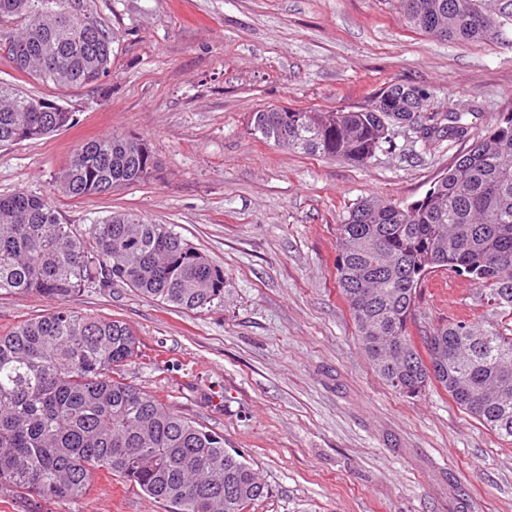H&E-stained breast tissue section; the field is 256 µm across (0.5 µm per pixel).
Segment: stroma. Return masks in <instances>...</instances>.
Returning <instances> with one entry per match:
<instances>
[{"label":"stroma","instance_id":"obj_1","mask_svg":"<svg viewBox=\"0 0 512 512\" xmlns=\"http://www.w3.org/2000/svg\"><path fill=\"white\" fill-rule=\"evenodd\" d=\"M114 38L101 97L60 91L77 122L0 148V195L53 194L77 145L118 133L150 145L157 167L107 195L54 196L78 227L114 211L174 231L223 265L224 299L189 312L129 288L87 289L68 306L119 318L141 340L128 382L222 433L269 485L252 512H512V446L446 393L397 394L372 369L334 269L336 226L360 199L410 203L463 150L428 149L401 129L363 166L302 156L252 132L269 106L364 105L394 83L426 87L433 112H466L473 136L512 112V25L485 41H444L393 0H93ZM50 301L0 295V331ZM478 289L440 274L415 327L483 318ZM48 512H165L98 476Z\"/></svg>","mask_w":512,"mask_h":512}]
</instances>
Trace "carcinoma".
I'll return each mask as SVG.
<instances>
[{"label":"carcinoma","instance_id":"obj_1","mask_svg":"<svg viewBox=\"0 0 512 512\" xmlns=\"http://www.w3.org/2000/svg\"><path fill=\"white\" fill-rule=\"evenodd\" d=\"M425 34L477 42L512 21V0H396ZM0 51L16 70L56 90L103 89L112 33L91 0H0ZM429 89L392 83L353 109L275 107L252 131L293 153L363 166L395 146L398 129L436 147L470 139L464 112H430ZM57 97H30L0 82V146L72 125ZM156 168L142 139L110 134L78 145L54 178L55 194L105 195ZM334 267L359 344L374 371L413 398L440 387L484 428L512 444V113L457 156L425 197H367L337 225ZM467 277L499 318L454 320L412 332L423 284ZM224 266L166 224L114 212L80 232L51 197L0 195V294H30L50 312L0 333V491L32 504L64 502L107 471L168 512H250L268 485L224 435L167 408L125 381L140 339L124 321L67 307L88 288L126 286L163 304L204 310L224 300Z\"/></svg>","mask_w":512,"mask_h":512}]
</instances>
